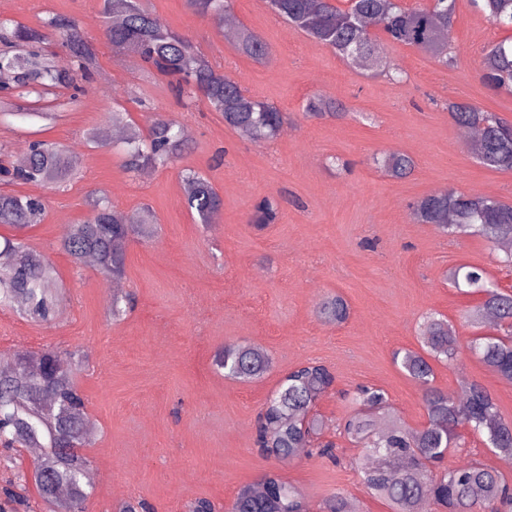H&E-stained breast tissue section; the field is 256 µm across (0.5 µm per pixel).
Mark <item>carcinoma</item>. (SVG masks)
<instances>
[{
    "instance_id": "1",
    "label": "carcinoma",
    "mask_w": 512,
    "mask_h": 512,
    "mask_svg": "<svg viewBox=\"0 0 512 512\" xmlns=\"http://www.w3.org/2000/svg\"><path fill=\"white\" fill-rule=\"evenodd\" d=\"M233 0H187L189 8L222 20L232 15ZM270 0L275 14L326 47L355 70L374 77L402 81L401 72L382 56V43L362 20L375 18L386 39L396 45L420 50L440 66L456 64L452 32L456 0H435L415 8L402 0ZM492 25L512 28V0H469ZM103 11L112 16L105 37L112 54H135L158 72L172 78L179 99L199 100L223 120L224 126L252 142L277 138L286 116L278 108L250 94L224 74L187 38L168 31L143 0H103ZM43 27L58 37L60 52L47 63L34 62L25 51L42 54L43 33L19 23L0 21V42L15 52H0V72L12 74L13 85L5 93L33 98L24 112L0 108V117L50 120L61 104L48 97L61 89L71 91L69 103L78 99L77 77L93 74L97 64L96 44L84 37L79 23L60 15L44 21ZM233 50L255 62L270 57L269 45L256 33L240 28ZM489 89L512 91V37L488 48L479 71ZM303 112L309 118L344 120L351 109L319 95L309 97ZM455 126L476 128L478 143L472 148L483 166L512 171V124L467 101L448 102ZM107 122L125 130L124 167L138 173L146 166L164 167L185 148V132L177 119L154 123L142 135L129 113L114 109ZM377 169L393 179H404L415 168L414 159L401 152H382L373 157ZM79 167L72 150L47 141L30 144L23 162L7 166L0 162V175L22 183L55 185L70 178ZM184 202L200 223L211 224L223 208V199L211 181L196 172L182 175ZM416 221L431 224L440 232L458 238L478 235L490 246L503 247L505 262L512 263V203L493 196L464 193L423 196L411 204ZM278 203L265 197L255 206L251 223L258 230L276 221ZM45 204L39 197L0 193V224L22 231L43 222ZM149 216L143 211H124L96 199L90 217L71 225L61 248L74 263L94 257L97 271L105 278L125 273V246L135 237L151 236ZM448 283L481 296L466 320L477 324L495 319L503 336H476L468 348L502 381L512 383V292L499 288L477 266L451 269ZM55 268L22 237L6 238L0 244V307H13L33 319L47 321L57 301ZM320 312L341 324L349 306L340 296L325 299ZM461 353L456 331L444 317L429 316L420 329V348L395 354L403 372L422 392L427 425L413 429L398 417L387 393L377 387H360L355 406L341 433L365 448L355 462L366 487L385 500L392 512H429L435 503L445 512H512V487L496 470L480 462L442 466L448 449L460 447V429L469 428L486 438L492 452L512 456V420L502 416L492 394L480 383L462 379L464 403L433 384V362H454ZM80 351L43 349L14 355L8 371H0V442L8 448H42L43 456L32 468L42 471L34 481L41 499L57 512H86L91 460L78 448L92 446V431L86 420L85 401L70 375V365L80 362ZM216 365L228 378L250 381L263 377L272 367L268 355L249 343L230 344L215 356ZM334 374L323 364L306 362L285 374L256 420L255 443L269 458L293 459L318 442L317 452L332 460L335 443L321 441L324 422L313 414L317 402L335 385ZM14 479L0 488L5 508L0 512H30L23 494L27 469L19 457L11 459ZM230 512H308L299 490L275 471L266 472L260 490L244 487L237 493ZM323 512H355L342 494L330 497Z\"/></svg>"
}]
</instances>
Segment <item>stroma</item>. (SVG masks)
Listing matches in <instances>:
<instances>
[{"label": "stroma", "instance_id": "stroma-1", "mask_svg": "<svg viewBox=\"0 0 512 512\" xmlns=\"http://www.w3.org/2000/svg\"><path fill=\"white\" fill-rule=\"evenodd\" d=\"M146 3L164 27L189 38L288 121L276 139L250 142L203 104L183 105L167 76L144 68L137 57H113L104 38L103 0H0L2 21L39 28L50 15L69 16L99 45L98 67L81 81L82 96L55 120H0V148L10 160L35 139L64 145L81 159L78 172L58 189L0 183L2 193L43 199V223L24 236L52 262L64 290L48 323L0 309V364L43 348L86 353L71 374L94 424L87 512H117L121 503L138 500L153 512H187L198 498L228 512L241 488L257 486L272 469L302 491L311 512H322L337 493L358 512H390L353 465L360 448L337 427L360 386L384 389L406 425L425 424L421 392L393 354L418 348L419 327L434 312L461 339L478 335L463 313L480 298L450 287L449 269L479 266L512 290V269L483 239L444 236L417 223L409 209L443 186L512 203V171L480 165L443 107L466 100L512 122V93L488 90L479 79L485 49L506 33L468 0H457V66L441 67L417 49L387 42L384 57L405 75L394 83L352 71L275 15L266 0H233L232 14L268 43L264 63L235 54L223 26L186 0ZM313 94L345 103L354 117H305L302 106ZM116 103L143 130L179 119L189 132L183 154L134 175L123 167L116 137L87 144L86 132L105 128ZM389 151L414 158L408 178H390L373 166L374 154ZM336 157L347 168L332 167ZM187 169L207 176L221 195L215 223H199L187 210L180 177ZM101 195L126 211L148 208L154 223L149 240L134 238L126 246L119 283L136 305L118 320L111 314L110 280L94 266L76 268L59 247L67 224L86 220ZM264 196L279 198L280 211L275 224L258 231L250 217ZM336 294L350 308L341 324L318 313L320 303ZM242 342L268 353L273 368L267 375L240 382L216 368V351ZM311 361L336 377L315 408L336 457H264L255 445L257 414L285 373ZM464 378L486 387L512 420V383L499 380L477 356L465 350L454 363L434 366L435 386L448 392ZM471 460L512 484V468L468 432L462 447L449 449L447 462Z\"/></svg>", "mask_w": 512, "mask_h": 512}]
</instances>
